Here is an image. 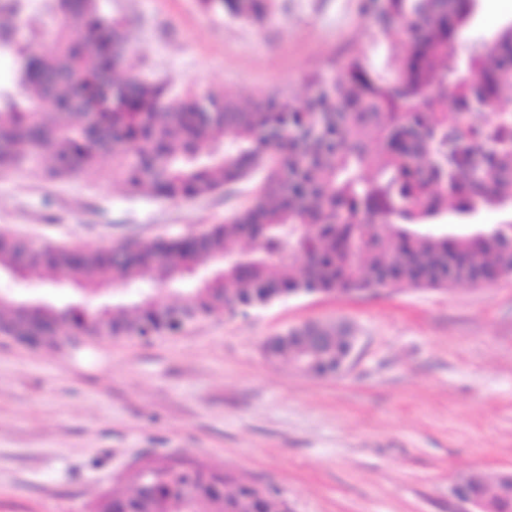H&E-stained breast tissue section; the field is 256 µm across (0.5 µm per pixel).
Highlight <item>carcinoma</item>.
I'll return each mask as SVG.
<instances>
[{"instance_id":"cac0c4a2","label":"carcinoma","mask_w":512,"mask_h":512,"mask_svg":"<svg viewBox=\"0 0 512 512\" xmlns=\"http://www.w3.org/2000/svg\"><path fill=\"white\" fill-rule=\"evenodd\" d=\"M28 2L0 4V14L22 19L0 25V51L16 65L12 87H0V175L45 162L52 176H71L108 156L129 194L190 200L265 169L251 207L181 239L75 249L1 235L0 271L15 279L42 268L93 294L155 274L173 291L196 282L180 305L144 288L95 307L12 300L10 317L24 318L40 345L163 336L175 320L217 309L245 316L297 294L476 285L512 269V222L429 231L440 217L462 221L512 201V109L500 105L512 88V24L461 55L478 0H359L371 51L311 80L302 105L281 94L242 103L175 93L126 65L134 48L124 20L100 0H41L53 20L46 32L23 18ZM200 6L258 27L274 10L272 0ZM353 347L351 330L335 323L264 343L268 356L312 375L341 371ZM126 480L129 492L101 494L91 512H289L278 492L199 462L181 470L161 459ZM502 483L475 473L468 490L490 498L493 512H512V495L493 494Z\"/></svg>"}]
</instances>
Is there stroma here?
Instances as JSON below:
<instances>
[{
    "mask_svg": "<svg viewBox=\"0 0 512 512\" xmlns=\"http://www.w3.org/2000/svg\"><path fill=\"white\" fill-rule=\"evenodd\" d=\"M358 0H275L259 28L198 0H105L126 18L129 66L174 91L241 100L286 93L368 46ZM512 23V0H479L464 48ZM112 163L62 179L0 176V233L108 247L179 238L249 207L262 172L232 190L168 201L129 195ZM0 292L67 305V282L0 280ZM345 322L346 367L315 377L265 341L307 322ZM146 458L203 462L276 488L290 512H457L449 489L512 471V278L488 286L385 288L288 297L181 335L30 350L0 340V512H89Z\"/></svg>",
    "mask_w": 512,
    "mask_h": 512,
    "instance_id": "stroma-1",
    "label": "stroma"
}]
</instances>
